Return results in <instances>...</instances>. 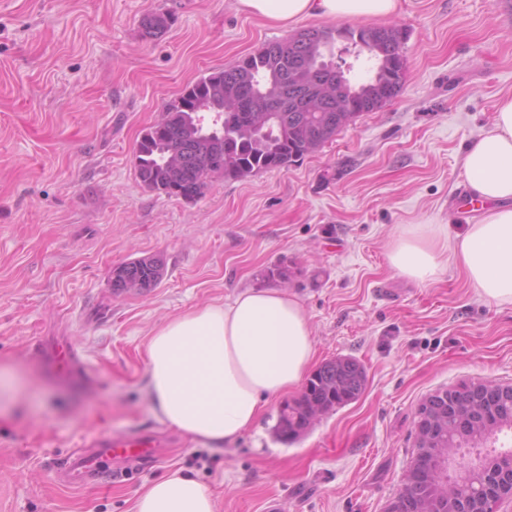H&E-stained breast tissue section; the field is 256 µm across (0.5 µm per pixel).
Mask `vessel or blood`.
Masks as SVG:
<instances>
[{
  "label": "vessel or blood",
  "instance_id": "b4317fda",
  "mask_svg": "<svg viewBox=\"0 0 512 512\" xmlns=\"http://www.w3.org/2000/svg\"><path fill=\"white\" fill-rule=\"evenodd\" d=\"M50 356L53 367L63 373L69 374L82 367L77 351L67 344H58ZM157 446V440L140 434L99 435L92 439L87 450L70 456L62 464L60 474L73 484L98 482L112 476L113 453H124L127 461L133 462L155 456Z\"/></svg>",
  "mask_w": 512,
  "mask_h": 512
}]
</instances>
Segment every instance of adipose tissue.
<instances>
[{"label":"adipose tissue","mask_w":512,"mask_h":512,"mask_svg":"<svg viewBox=\"0 0 512 512\" xmlns=\"http://www.w3.org/2000/svg\"><path fill=\"white\" fill-rule=\"evenodd\" d=\"M244 12L284 27L320 17L378 20L399 0H238ZM462 167L467 191L484 204L478 221L449 235L442 224H411L388 259L421 284L439 276L450 256L486 301L512 303V96L500 98L490 127L471 142ZM314 355L301 304L277 289H248L231 303L198 307L156 328L147 345L145 390L161 423L195 441L227 444L256 421L265 398L297 388ZM133 512H215L212 494L172 472L151 483Z\"/></svg>","instance_id":"adipose-tissue-1"}]
</instances>
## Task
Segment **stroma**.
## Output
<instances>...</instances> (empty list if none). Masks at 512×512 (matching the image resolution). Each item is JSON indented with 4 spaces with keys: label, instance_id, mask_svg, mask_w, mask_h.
Returning a JSON list of instances; mask_svg holds the SVG:
<instances>
[{
    "label": "stroma",
    "instance_id": "stroma-1",
    "mask_svg": "<svg viewBox=\"0 0 512 512\" xmlns=\"http://www.w3.org/2000/svg\"><path fill=\"white\" fill-rule=\"evenodd\" d=\"M155 11L175 21L142 39ZM401 93L295 164L216 180L187 201L145 189L143 132L191 81L290 29L236 0H0V512H133L153 479L181 470L216 512H384L413 457L422 398L471 379L512 383V304L479 297L445 261L420 284L389 264L408 224L463 232L476 211L461 157L512 94V0H402ZM158 254L165 275L115 295V265ZM289 266L314 362L358 360L366 389L298 441L274 435L282 398L212 449L151 414L147 344L167 319ZM70 342L88 382L41 349ZM149 434L158 458L126 478L64 486L55 469L94 436Z\"/></svg>",
    "mask_w": 512,
    "mask_h": 512
}]
</instances>
